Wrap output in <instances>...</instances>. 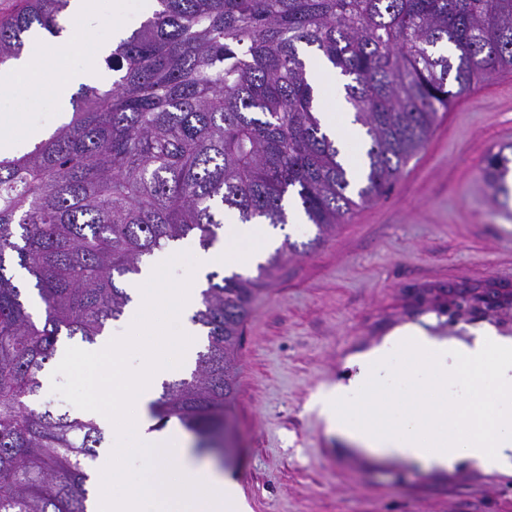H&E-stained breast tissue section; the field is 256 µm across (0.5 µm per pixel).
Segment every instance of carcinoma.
<instances>
[{"label": "carcinoma", "instance_id": "obj_1", "mask_svg": "<svg viewBox=\"0 0 512 512\" xmlns=\"http://www.w3.org/2000/svg\"><path fill=\"white\" fill-rule=\"evenodd\" d=\"M69 0H19L0 17V65ZM344 78L365 128L352 170L321 129L302 48ZM108 88L83 86L69 121L21 156L0 155V512H87L105 441L89 413L43 401L59 338L93 345L130 301L145 258L189 236L207 249L221 214L321 239L385 195L454 100L512 68V0H157L106 57ZM511 145L482 176L508 200ZM286 242L254 278L207 275L191 321L205 333L189 375L150 404L216 445L235 398L243 327ZM30 276L14 282L12 266Z\"/></svg>", "mask_w": 512, "mask_h": 512}]
</instances>
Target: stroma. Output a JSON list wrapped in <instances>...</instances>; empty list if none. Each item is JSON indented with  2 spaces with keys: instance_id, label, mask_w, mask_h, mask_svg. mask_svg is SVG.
I'll list each match as a JSON object with an SVG mask.
<instances>
[{
  "instance_id": "35a3bbf8",
  "label": "stroma",
  "mask_w": 512,
  "mask_h": 512,
  "mask_svg": "<svg viewBox=\"0 0 512 512\" xmlns=\"http://www.w3.org/2000/svg\"><path fill=\"white\" fill-rule=\"evenodd\" d=\"M512 143V70L460 95L391 191L325 237L289 224L283 260L248 318L223 457L252 512H512V472L448 471L368 454L327 432L305 405L348 383L349 363L395 331L445 341L490 331L512 341V305L474 317L452 288L512 286V199L495 204L481 170Z\"/></svg>"
}]
</instances>
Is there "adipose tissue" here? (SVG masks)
<instances>
[{
	"instance_id": "adipose-tissue-1",
	"label": "adipose tissue",
	"mask_w": 512,
	"mask_h": 512,
	"mask_svg": "<svg viewBox=\"0 0 512 512\" xmlns=\"http://www.w3.org/2000/svg\"><path fill=\"white\" fill-rule=\"evenodd\" d=\"M355 365L348 384L307 403L328 430L428 470L512 469L511 344L489 334L448 343L405 327Z\"/></svg>"
}]
</instances>
